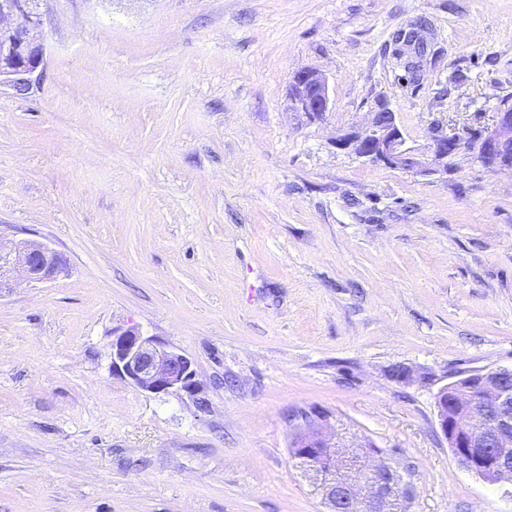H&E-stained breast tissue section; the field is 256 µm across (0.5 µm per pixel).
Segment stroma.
Here are the masks:
<instances>
[{
	"label": "stroma",
	"instance_id": "obj_1",
	"mask_svg": "<svg viewBox=\"0 0 512 512\" xmlns=\"http://www.w3.org/2000/svg\"><path fill=\"white\" fill-rule=\"evenodd\" d=\"M43 76L0 87V240L65 271L0 295V512H323L302 415L412 464L409 512H512L440 387L512 368V170L426 179L339 150L386 98L409 142L512 101V0H43ZM426 18L420 78L393 55ZM323 73V120L289 112ZM200 384L114 376L112 330ZM290 110L302 121H320L329 111V82L324 74L314 69L296 72L290 97Z\"/></svg>",
	"mask_w": 512,
	"mask_h": 512
}]
</instances>
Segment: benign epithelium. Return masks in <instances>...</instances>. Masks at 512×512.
Returning a JSON list of instances; mask_svg holds the SVG:
<instances>
[{
	"label": "benign epithelium",
	"instance_id": "benign-epithelium-1",
	"mask_svg": "<svg viewBox=\"0 0 512 512\" xmlns=\"http://www.w3.org/2000/svg\"><path fill=\"white\" fill-rule=\"evenodd\" d=\"M43 0H0V86L18 92L30 89L45 69L46 44ZM329 82L314 69L296 72L290 110L302 121H320L329 111ZM365 127L336 136V147L359 158L422 177L448 173V158L468 143L458 136L436 131L425 147L411 145L388 101L375 102ZM481 162L496 169L512 170V105L495 112L491 130L479 143ZM21 271L34 283L54 280L62 266L55 250L36 241H20L6 248L0 242V289L5 277ZM112 374L143 392L166 394L197 392L196 371L184 354L135 328L112 329ZM512 378V368L464 373L436 394L439 428L453 447L459 464L483 480L512 484V396L502 380ZM296 442V458L315 456L327 460V468H305L308 482L321 498L326 512H336V502L348 501L364 512H394L406 493L407 482L385 452L372 442L351 447L337 444L336 434L324 431L321 419L304 417Z\"/></svg>",
	"mask_w": 512,
	"mask_h": 512
}]
</instances>
